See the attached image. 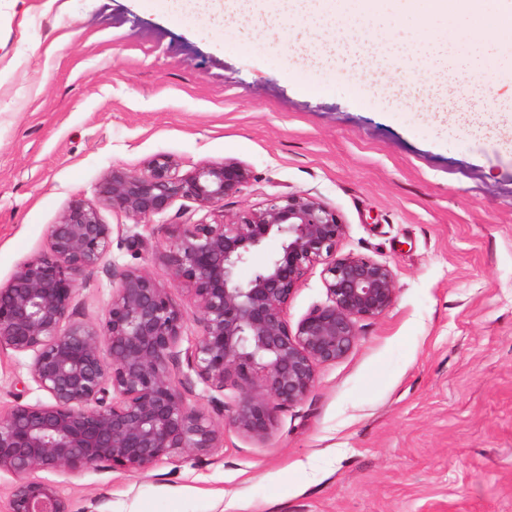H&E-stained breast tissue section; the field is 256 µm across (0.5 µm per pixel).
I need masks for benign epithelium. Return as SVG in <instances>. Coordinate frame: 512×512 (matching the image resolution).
Wrapping results in <instances>:
<instances>
[{
  "instance_id": "benign-epithelium-1",
  "label": "benign epithelium",
  "mask_w": 512,
  "mask_h": 512,
  "mask_svg": "<svg viewBox=\"0 0 512 512\" xmlns=\"http://www.w3.org/2000/svg\"><path fill=\"white\" fill-rule=\"evenodd\" d=\"M251 176L234 159L185 173L165 154L139 171L114 166L98 204L73 201L49 225L47 250L0 284V353L31 356L30 379L48 396L0 409V472L16 478L4 512H71L58 483L39 472L80 474L104 463L146 471L163 459L209 456L224 443V426L187 406L182 388L195 379L234 428L265 441L277 413L312 392L316 367L344 357L360 321L393 305L391 267L336 256L345 228L336 212L309 194L287 193L220 223L172 225L165 258L199 313L200 333L187 347L180 309L137 268L112 267L118 288L103 320L69 319L82 279L112 244L99 206L149 224L178 198L222 208ZM271 239L279 248L240 279L239 268ZM316 263L324 264L327 301L292 330L286 309ZM230 388L239 393L220 400Z\"/></svg>"
}]
</instances>
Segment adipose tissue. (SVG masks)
I'll use <instances>...</instances> for the list:
<instances>
[{"instance_id":"obj_1","label":"adipose tissue","mask_w":512,"mask_h":512,"mask_svg":"<svg viewBox=\"0 0 512 512\" xmlns=\"http://www.w3.org/2000/svg\"><path fill=\"white\" fill-rule=\"evenodd\" d=\"M403 9L423 10L463 23L470 28L475 42H493L499 51L512 49V0H400ZM388 0H145L146 6L169 17L203 24L212 33L232 32L240 42L273 43L284 19L299 22L300 37L290 49L292 74H307L329 85L332 76L344 71L364 75L368 86L385 87L388 98L410 99L419 107L447 99L448 90L440 79L446 75L457 45L445 37L419 33L410 43L398 46L377 44L373 55L358 52L359 29H346L337 36L339 18L355 15L371 18L383 14ZM415 60L431 76L387 84L388 65Z\"/></svg>"}]
</instances>
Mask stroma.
<instances>
[{
  "label": "stroma",
  "instance_id": "1",
  "mask_svg": "<svg viewBox=\"0 0 512 512\" xmlns=\"http://www.w3.org/2000/svg\"><path fill=\"white\" fill-rule=\"evenodd\" d=\"M469 45L465 27L391 0L384 39L413 31ZM0 284L42 253L71 202H96L115 166L169 154L182 171L234 159L252 178L223 209L176 200L152 224L104 207L112 247L80 284L75 321L104 319L113 267L147 271L198 313L165 260L173 224H214L283 193L310 194L345 226L337 256L390 265L393 306L360 323L340 360L283 409L270 438L232 425L205 460L146 472L100 467L57 481L73 512H512V137L476 146L420 120L413 102L357 105L349 76L302 91L278 49L142 8L140 0H0ZM149 239L134 251L127 239ZM327 299L322 265L302 277L289 327ZM29 357L0 355V405L46 401Z\"/></svg>",
  "mask_w": 512,
  "mask_h": 512
}]
</instances>
